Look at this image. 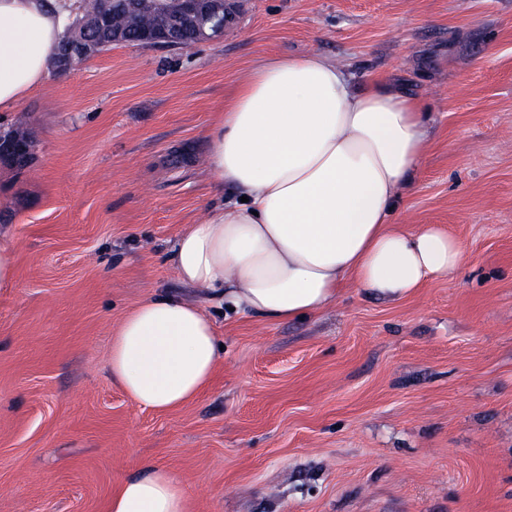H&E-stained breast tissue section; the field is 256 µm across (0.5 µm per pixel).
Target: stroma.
Masks as SVG:
<instances>
[{
	"instance_id": "obj_1",
	"label": "stroma",
	"mask_w": 512,
	"mask_h": 512,
	"mask_svg": "<svg viewBox=\"0 0 512 512\" xmlns=\"http://www.w3.org/2000/svg\"><path fill=\"white\" fill-rule=\"evenodd\" d=\"M318 54L419 99L429 145L395 220L438 224L465 260L388 299L354 286L304 319L225 317L197 399L136 406L113 331L183 287L175 242L220 195L207 129L260 59ZM0 160V512H108L171 471L188 512H512V0H243L189 49L128 44L48 74ZM14 138L21 142L30 146V134L26 127L25 122L23 120H19L16 124H14L13 128ZM29 146H22L17 144L14 140L7 137L6 134L0 135V155L1 154H12L16 158L24 160L27 158L29 152Z\"/></svg>"
}]
</instances>
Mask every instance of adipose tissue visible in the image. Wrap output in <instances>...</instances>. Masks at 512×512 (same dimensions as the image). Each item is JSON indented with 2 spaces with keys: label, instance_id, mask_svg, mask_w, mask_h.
I'll return each mask as SVG.
<instances>
[{
  "label": "adipose tissue",
  "instance_id": "ef3b65f1",
  "mask_svg": "<svg viewBox=\"0 0 512 512\" xmlns=\"http://www.w3.org/2000/svg\"><path fill=\"white\" fill-rule=\"evenodd\" d=\"M73 0H0V112L44 81ZM428 142L421 103L383 81L356 85L318 54L258 61L208 128V164L233 200L210 207L172 252L178 279L242 318L321 312L348 286L399 298L462 265L460 242L435 224L394 221ZM216 327L195 304L159 295L127 313L107 360L138 406L170 410L210 385ZM167 469L120 482L108 512H186Z\"/></svg>",
  "mask_w": 512,
  "mask_h": 512
}]
</instances>
